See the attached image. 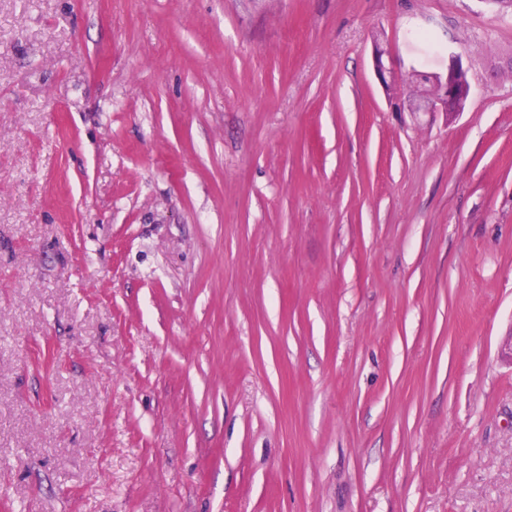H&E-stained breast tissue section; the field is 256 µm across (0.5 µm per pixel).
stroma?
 Wrapping results in <instances>:
<instances>
[{"instance_id":"35a3bbf8","label":"stroma","mask_w":512,"mask_h":512,"mask_svg":"<svg viewBox=\"0 0 512 512\" xmlns=\"http://www.w3.org/2000/svg\"><path fill=\"white\" fill-rule=\"evenodd\" d=\"M511 335V16L0 0V512H512ZM373 67L386 94L390 95L397 77L396 67L388 51L378 41L374 43ZM417 76L421 84L417 85L419 103L413 107L414 112H442L446 117H456L464 112L474 86L462 54L451 53L445 75L433 73Z\"/></svg>"}]
</instances>
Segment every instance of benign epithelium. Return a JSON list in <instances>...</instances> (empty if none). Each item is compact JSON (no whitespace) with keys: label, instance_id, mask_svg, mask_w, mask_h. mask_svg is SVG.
<instances>
[{"label":"benign epithelium","instance_id":"benign-epithelium-1","mask_svg":"<svg viewBox=\"0 0 512 512\" xmlns=\"http://www.w3.org/2000/svg\"><path fill=\"white\" fill-rule=\"evenodd\" d=\"M374 72L386 94H391L397 77L394 61L382 43L375 42L373 49ZM473 93L472 77L462 54L450 55L446 74H423L417 86L418 104L414 112H442L448 117H456L464 112Z\"/></svg>","mask_w":512,"mask_h":512}]
</instances>
